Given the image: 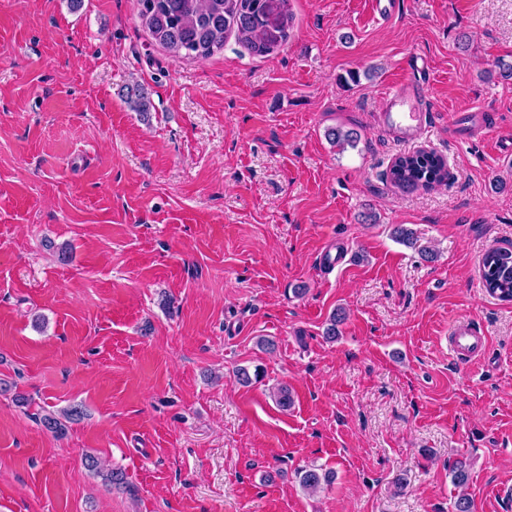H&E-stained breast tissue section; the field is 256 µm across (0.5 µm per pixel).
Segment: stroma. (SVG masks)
<instances>
[{
	"instance_id": "obj_1",
	"label": "stroma",
	"mask_w": 512,
	"mask_h": 512,
	"mask_svg": "<svg viewBox=\"0 0 512 512\" xmlns=\"http://www.w3.org/2000/svg\"><path fill=\"white\" fill-rule=\"evenodd\" d=\"M289 8L270 54L231 34L196 59L136 0H0V512H453L459 458L474 512H512V301L481 278L512 249V0ZM413 53L434 122L403 142L375 118ZM419 150L448 179L401 192L386 172ZM72 407L64 434L36 419ZM314 465L335 477L311 492ZM487 338L468 321H459L452 329L449 343L454 354L462 356V360L470 361L482 352ZM87 467L99 477L106 486L124 487L131 491L130 484L127 481L126 473L119 468H103L94 455H87Z\"/></svg>"
}]
</instances>
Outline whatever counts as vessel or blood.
I'll use <instances>...</instances> for the list:
<instances>
[{"mask_svg": "<svg viewBox=\"0 0 512 512\" xmlns=\"http://www.w3.org/2000/svg\"><path fill=\"white\" fill-rule=\"evenodd\" d=\"M419 60L411 56L405 62V78L388 96L384 112L378 113L376 125L380 132L404 138L415 127L430 125L431 112L414 110L413 105L423 95V85L418 76ZM487 338L470 322H458L452 329L449 343L454 354L470 359L482 352Z\"/></svg>", "mask_w": 512, "mask_h": 512, "instance_id": "obj_1", "label": "vessel or blood"}]
</instances>
